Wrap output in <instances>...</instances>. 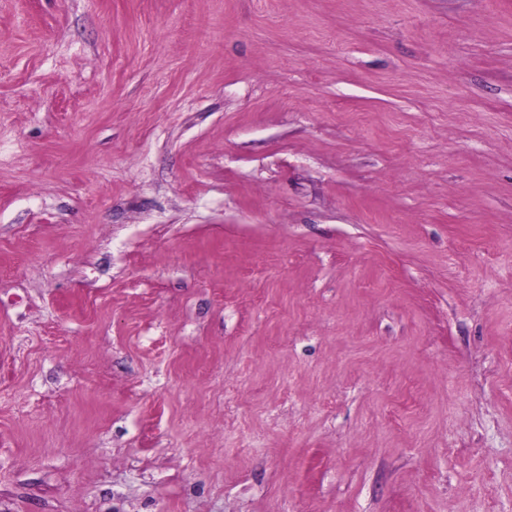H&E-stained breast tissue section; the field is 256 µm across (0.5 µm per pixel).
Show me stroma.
Returning a JSON list of instances; mask_svg holds the SVG:
<instances>
[{"label":"stroma","instance_id":"stroma-1","mask_svg":"<svg viewBox=\"0 0 512 512\" xmlns=\"http://www.w3.org/2000/svg\"><path fill=\"white\" fill-rule=\"evenodd\" d=\"M0 512H512V0H0Z\"/></svg>","mask_w":512,"mask_h":512}]
</instances>
